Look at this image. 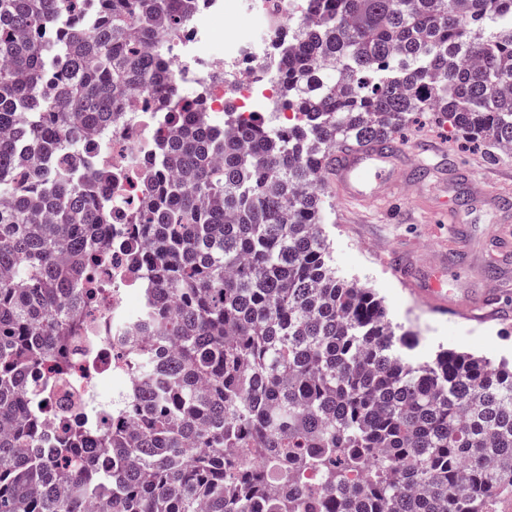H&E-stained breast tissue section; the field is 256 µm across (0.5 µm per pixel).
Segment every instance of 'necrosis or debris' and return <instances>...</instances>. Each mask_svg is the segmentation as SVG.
Here are the masks:
<instances>
[{"label": "necrosis or debris", "mask_w": 512, "mask_h": 512, "mask_svg": "<svg viewBox=\"0 0 512 512\" xmlns=\"http://www.w3.org/2000/svg\"><path fill=\"white\" fill-rule=\"evenodd\" d=\"M214 8L224 17L222 67L231 86L211 90L210 112H222L229 106L243 113L279 111L277 44L290 21L307 15L306 0H246L240 11L226 10L222 0H216ZM244 11L263 20L266 52H257L253 42L240 36L239 19ZM118 119L123 128L112 139H105L100 132L87 139L88 145L103 147L106 162L120 174L112 184L113 221L101 228L103 236L115 240L125 230L120 215L139 196L141 176L154 156L160 134L168 129L166 121L154 112H122ZM147 296L136 265L125 252L113 249L88 330L77 344L69 381L47 390L39 386L34 389L42 402V431L36 443L42 454L51 455L70 422L78 421L94 430L111 421L112 399L103 393L102 386L113 375H124L123 394L134 389L137 374L121 363L116 354L134 332L133 318L123 314L125 306L129 300L142 302Z\"/></svg>", "instance_id": "necrosis-or-debris-1"}]
</instances>
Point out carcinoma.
<instances>
[{
  "instance_id": "1",
  "label": "carcinoma",
  "mask_w": 512,
  "mask_h": 512,
  "mask_svg": "<svg viewBox=\"0 0 512 512\" xmlns=\"http://www.w3.org/2000/svg\"><path fill=\"white\" fill-rule=\"evenodd\" d=\"M208 0H0V512H495L512 496V365L413 354L384 300L336 275L322 181L336 149L415 112L512 150V0H310L288 27V124L224 112L167 68ZM121 89L178 126L124 247L161 298L122 352L139 401L57 459L31 378L67 376L112 240V167L69 154ZM287 457L293 470L277 467Z\"/></svg>"
}]
</instances>
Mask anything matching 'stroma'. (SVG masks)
Masks as SVG:
<instances>
[{
  "instance_id": "1",
  "label": "stroma",
  "mask_w": 512,
  "mask_h": 512,
  "mask_svg": "<svg viewBox=\"0 0 512 512\" xmlns=\"http://www.w3.org/2000/svg\"><path fill=\"white\" fill-rule=\"evenodd\" d=\"M396 140L407 158L429 170V182L448 183L453 206L468 213L467 222L449 225L447 217L424 202L425 188L401 190L389 201L359 207L325 191L323 229L330 241L337 275L374 289L383 298L394 325L416 334L417 354L433 357L443 349L492 360L512 358V287L496 289L492 304L498 313L479 323L461 315H444L403 286L394 259L419 254L413 266L419 280L431 275L429 261L441 260V283L462 295L479 292L487 267L512 272V223L503 212L473 203L469 182L477 180L501 193L512 205V156L491 147L468 146L432 114L417 115Z\"/></svg>"
}]
</instances>
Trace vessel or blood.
I'll list each match as a JSON object with an SVG mask.
<instances>
[{
  "label": "vessel or blood",
  "instance_id": "vessel-or-blood-1",
  "mask_svg": "<svg viewBox=\"0 0 512 512\" xmlns=\"http://www.w3.org/2000/svg\"><path fill=\"white\" fill-rule=\"evenodd\" d=\"M404 155L398 146L371 143L334 153L328 166L329 183L336 194L356 204L385 199L392 191L413 184L411 176L399 175ZM409 288L435 308L448 311L462 309L471 316H482L484 298L473 296L452 299L437 280L409 281Z\"/></svg>",
  "mask_w": 512,
  "mask_h": 512
}]
</instances>
